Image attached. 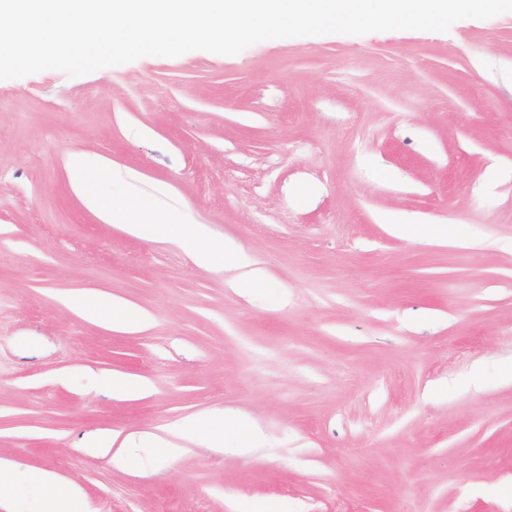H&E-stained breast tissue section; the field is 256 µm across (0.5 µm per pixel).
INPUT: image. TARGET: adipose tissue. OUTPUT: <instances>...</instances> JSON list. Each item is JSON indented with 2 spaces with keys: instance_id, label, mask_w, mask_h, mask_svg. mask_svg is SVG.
Segmentation results:
<instances>
[{
  "instance_id": "obj_1",
  "label": "adipose tissue",
  "mask_w": 512,
  "mask_h": 512,
  "mask_svg": "<svg viewBox=\"0 0 512 512\" xmlns=\"http://www.w3.org/2000/svg\"><path fill=\"white\" fill-rule=\"evenodd\" d=\"M105 215L110 223L127 227L130 233L153 239L169 232L172 224H180V215L173 209L158 208L152 200L140 201L136 206L113 205ZM181 242L194 256L197 264L207 265L217 253L235 256L231 244L212 243L197 224H180ZM209 447L235 448L241 451L252 447L256 431L251 424L228 413L206 416L200 434ZM55 478L42 470H16L10 463L0 462V501H13L17 494L31 499L30 512H90L83 495L73 490L54 491Z\"/></svg>"
}]
</instances>
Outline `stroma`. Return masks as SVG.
Returning <instances> with one entry per match:
<instances>
[{"mask_svg":"<svg viewBox=\"0 0 512 512\" xmlns=\"http://www.w3.org/2000/svg\"><path fill=\"white\" fill-rule=\"evenodd\" d=\"M76 154L247 268L106 222ZM224 411L253 448L196 438ZM97 433L178 451L120 465ZM0 460L92 512H512V12L0 80ZM74 168L80 173L81 178L77 183L78 189L84 195L86 202L91 208L100 209L101 201L98 196L99 184L107 179L114 178V172L106 170L99 163H94L81 154L72 157ZM74 305L90 318L109 322L112 313V299L104 296H76Z\"/></svg>","mask_w":512,"mask_h":512,"instance_id":"stroma-1","label":"stroma"}]
</instances>
